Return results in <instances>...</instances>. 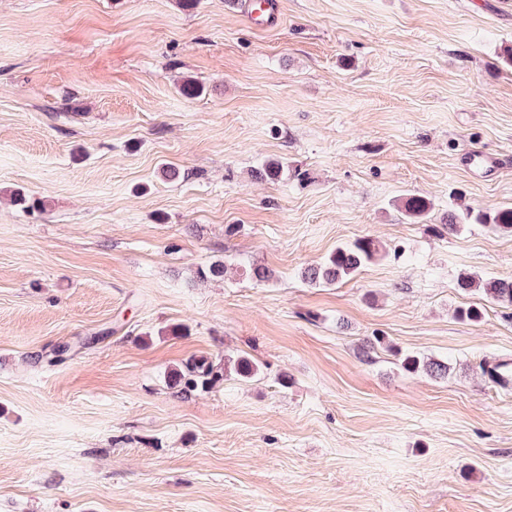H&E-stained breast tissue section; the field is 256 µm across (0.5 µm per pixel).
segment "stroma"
I'll return each mask as SVG.
<instances>
[{"label":"stroma","mask_w":512,"mask_h":512,"mask_svg":"<svg viewBox=\"0 0 512 512\" xmlns=\"http://www.w3.org/2000/svg\"><path fill=\"white\" fill-rule=\"evenodd\" d=\"M251 3L0 0V512H512L481 369L512 305L458 286L512 275V236L441 229L458 190L512 206V0ZM357 238L380 257L302 281ZM199 355L259 373L170 389ZM404 215L413 222H423L429 218L432 210L431 202L421 196L409 195L402 200ZM401 367L409 373L425 372L434 378L448 376L450 367L448 362L438 361L432 358H424L417 353H406L401 357Z\"/></svg>","instance_id":"1"}]
</instances>
